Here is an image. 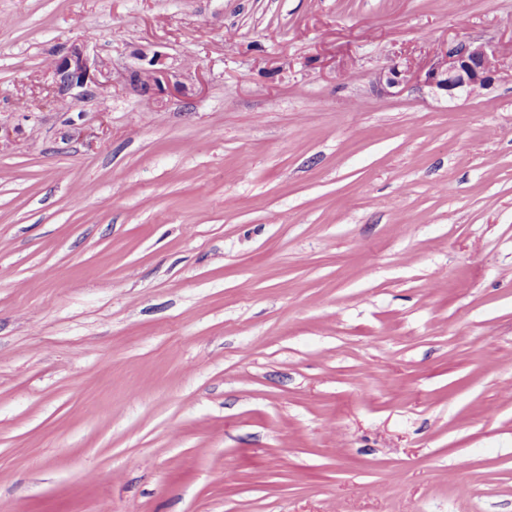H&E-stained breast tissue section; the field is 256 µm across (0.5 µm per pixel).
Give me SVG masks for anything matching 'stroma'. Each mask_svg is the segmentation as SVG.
Returning a JSON list of instances; mask_svg holds the SVG:
<instances>
[{"instance_id":"1","label":"stroma","mask_w":512,"mask_h":512,"mask_svg":"<svg viewBox=\"0 0 512 512\" xmlns=\"http://www.w3.org/2000/svg\"><path fill=\"white\" fill-rule=\"evenodd\" d=\"M460 38L512 0H0V512H512V75L375 83ZM107 64L99 58H91L85 47L72 45L55 60L52 77L58 93L70 94L79 100L96 95L102 86L99 77L104 76Z\"/></svg>"}]
</instances>
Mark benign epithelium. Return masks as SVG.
<instances>
[{"instance_id":"obj_1","label":"benign epithelium","mask_w":512,"mask_h":512,"mask_svg":"<svg viewBox=\"0 0 512 512\" xmlns=\"http://www.w3.org/2000/svg\"><path fill=\"white\" fill-rule=\"evenodd\" d=\"M107 64L90 57L85 47L72 45L61 52L52 68L58 93L79 100L96 95L105 75ZM504 68L496 50L484 43L459 40L438 55L429 65L419 69H402L393 65L387 74L378 75L377 84L385 89L414 83L446 93L450 99L471 97L487 89L503 74ZM134 82L145 92L162 90L157 72L135 75Z\"/></svg>"}]
</instances>
